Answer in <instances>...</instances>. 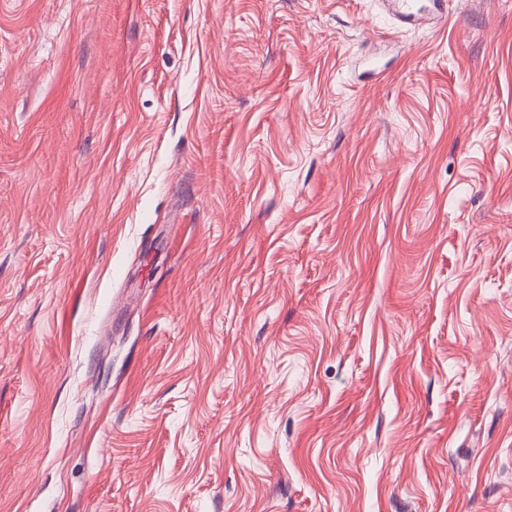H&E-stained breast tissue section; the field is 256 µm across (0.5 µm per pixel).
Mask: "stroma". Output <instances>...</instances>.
Here are the masks:
<instances>
[{"label":"stroma","instance_id":"35a3bbf8","mask_svg":"<svg viewBox=\"0 0 512 512\" xmlns=\"http://www.w3.org/2000/svg\"><path fill=\"white\" fill-rule=\"evenodd\" d=\"M0 512H512V0H0ZM396 7L399 28L416 27L423 19L430 17L434 21L447 20L448 13L443 10L446 0H433L431 6L426 7L418 0H390Z\"/></svg>","mask_w":512,"mask_h":512}]
</instances>
